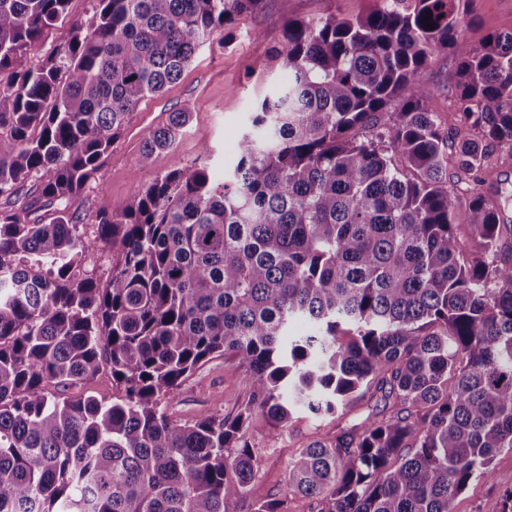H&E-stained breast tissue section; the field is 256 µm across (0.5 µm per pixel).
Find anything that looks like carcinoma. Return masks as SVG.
I'll list each match as a JSON object with an SVG mask.
<instances>
[{"mask_svg": "<svg viewBox=\"0 0 512 512\" xmlns=\"http://www.w3.org/2000/svg\"><path fill=\"white\" fill-rule=\"evenodd\" d=\"M292 19L266 94L220 182L191 161L96 217L69 212L147 97L263 0H93L38 68L29 50L69 0H0V512H232L257 472L260 413L373 408L288 464L251 512H454L512 449V31L460 36L469 0H374ZM431 16H426V12ZM434 28L429 29L427 25ZM459 57L458 126L418 70ZM190 112L150 131L174 151ZM48 217L21 221L41 200ZM112 251L105 283L80 272ZM295 320L314 325L293 338ZM250 381L234 415L185 424L162 400L209 357ZM107 370L123 395L47 391Z\"/></svg>", "mask_w": 512, "mask_h": 512, "instance_id": "obj_1", "label": "carcinoma"}]
</instances>
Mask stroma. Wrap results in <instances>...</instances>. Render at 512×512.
<instances>
[{"label": "stroma", "mask_w": 512, "mask_h": 512, "mask_svg": "<svg viewBox=\"0 0 512 512\" xmlns=\"http://www.w3.org/2000/svg\"><path fill=\"white\" fill-rule=\"evenodd\" d=\"M373 0H264L257 12L244 16L224 41L204 47L181 77L158 96L145 98L132 114L121 137L102 158L95 178L70 204L84 222L87 234L95 232V218L102 212L119 211L136 191L149 184L157 173L166 171L174 158H195L202 145H209V167L215 178H223L237 161V141L251 120L256 103L267 89L287 78L278 67L265 77L249 73L254 62L267 60L286 21L310 18L332 11L354 17L368 12ZM91 0H70L66 15L44 30L29 52L32 66L43 64L53 47L66 41L74 23H88L93 17ZM512 31V0H474L472 13L461 23L463 40L481 48L495 33ZM430 96L431 108L448 128L457 124L458 104L451 94L458 82V58L441 53L416 76ZM188 107V132L176 155L160 154L152 168L140 166V147L149 130L166 123L168 115ZM248 385L233 361L216 357L205 360L180 388L163 401L169 418L179 424L216 413L229 414L246 400ZM335 418L316 419L296 412L287 433L274 435L262 416H255L251 440L259 451V466L251 484L250 499L238 506L249 512L252 501L264 499L285 488L288 462L314 436L334 430ZM512 488V449L497 453L490 478L472 482L457 498L456 512H498L500 496Z\"/></svg>", "instance_id": "obj_1"}]
</instances>
